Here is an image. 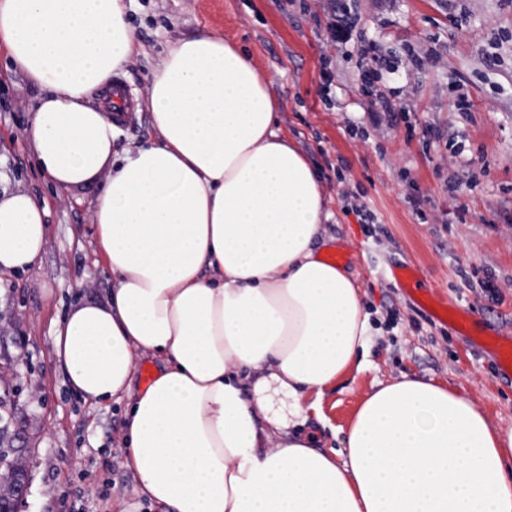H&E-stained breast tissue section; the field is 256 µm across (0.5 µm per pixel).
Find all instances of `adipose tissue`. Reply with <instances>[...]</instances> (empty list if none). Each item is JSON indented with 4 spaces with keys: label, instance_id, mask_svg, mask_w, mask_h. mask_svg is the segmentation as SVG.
I'll return each mask as SVG.
<instances>
[{
    "label": "adipose tissue",
    "instance_id": "obj_1",
    "mask_svg": "<svg viewBox=\"0 0 512 512\" xmlns=\"http://www.w3.org/2000/svg\"><path fill=\"white\" fill-rule=\"evenodd\" d=\"M0 43L40 93L25 137L91 211L114 286L55 322L85 401L126 400L133 490L157 512H512V425L407 375L377 383L343 449L305 434L329 386L366 369L358 278L326 260L318 171L277 130L251 54L209 28L171 43L145 104L156 141L115 152L95 100L139 53L126 0H0ZM47 209L0 198V270L32 268ZM161 363L135 390L139 358Z\"/></svg>",
    "mask_w": 512,
    "mask_h": 512
}]
</instances>
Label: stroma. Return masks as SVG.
<instances>
[{
    "label": "stroma",
    "instance_id": "obj_1",
    "mask_svg": "<svg viewBox=\"0 0 512 512\" xmlns=\"http://www.w3.org/2000/svg\"><path fill=\"white\" fill-rule=\"evenodd\" d=\"M128 15L140 54L122 79L134 94L145 95L168 43L211 27L251 53L281 137L321 174L334 214L324 248L345 254L378 334L370 369L349 368L306 432L334 446L374 382L404 373L461 390L492 423L512 425V375L481 343L512 340V0H130ZM333 15L352 22L350 40L332 39ZM368 45L371 62L360 56ZM38 94L0 46V197L46 201L49 224L37 265L0 273V425L29 450L23 512H114L120 499L150 512L125 466V403L90 407L53 359L54 320L76 298L103 300L112 279L94 266L98 181L56 190L32 158L24 131ZM378 98L394 105L392 119L373 120ZM462 98L470 111H456ZM404 263L421 268L409 291L389 274ZM430 294L476 316L478 334L422 309Z\"/></svg>",
    "mask_w": 512,
    "mask_h": 512
}]
</instances>
